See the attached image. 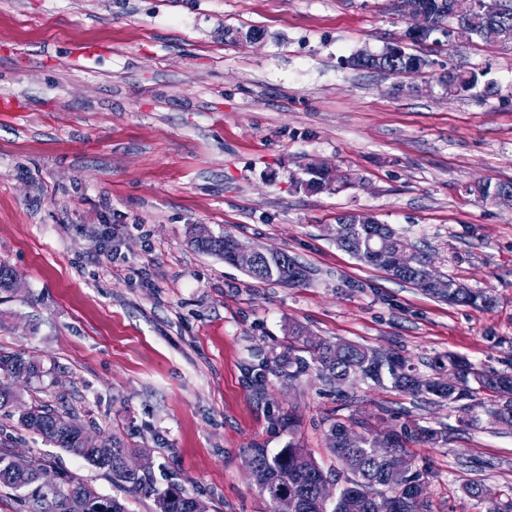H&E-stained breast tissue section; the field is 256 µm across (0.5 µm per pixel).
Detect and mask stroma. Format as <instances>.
<instances>
[{"label": "stroma", "mask_w": 512, "mask_h": 512, "mask_svg": "<svg viewBox=\"0 0 512 512\" xmlns=\"http://www.w3.org/2000/svg\"><path fill=\"white\" fill-rule=\"evenodd\" d=\"M400 0H0V350L44 369L24 386L116 435L209 512H272L252 449L304 448L329 479L339 420L445 438L409 449L431 512L512 499V429L455 405L318 370L290 375L289 330L401 354L425 379L456 354L512 374V209L474 194L512 181V48L456 42L420 75L349 66L400 40ZM254 31L259 42L235 40ZM480 84L445 94L456 67ZM431 85L409 95L400 84ZM319 160L336 190L292 175ZM369 211L488 292L479 309L392 279L340 249L338 215ZM287 251L311 271L260 283L190 243L196 225ZM0 448L56 481H111L0 415Z\"/></svg>", "instance_id": "35a3bbf8"}]
</instances>
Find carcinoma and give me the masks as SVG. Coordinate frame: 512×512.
Returning <instances> with one entry per match:
<instances>
[{"label": "carcinoma", "instance_id": "1", "mask_svg": "<svg viewBox=\"0 0 512 512\" xmlns=\"http://www.w3.org/2000/svg\"><path fill=\"white\" fill-rule=\"evenodd\" d=\"M403 2L408 8H423L430 13L433 31L416 43L431 45L433 53L442 52L443 47L456 40L470 43L477 38L488 42L500 37L503 29H512V8L503 4L497 12L483 9L457 12L452 8V0ZM450 18L457 21V27L448 26ZM350 63L358 68L405 76L421 73L433 67L435 61L427 55L410 53L403 45L390 58L381 52H361L352 57ZM477 83V75L467 72H450L439 78V84L448 94L471 90ZM507 190L512 191V181L494 185L485 182L476 187L481 198L495 202ZM341 218L347 223L341 225V236L336 240L338 247L398 281L413 286L420 281L424 262L430 258L427 250L408 242L390 225L380 223L368 212L347 213ZM191 244L199 252L235 264L233 240L229 233L212 234L206 239L194 236ZM403 247L415 250L416 266L406 272L395 273L391 271L390 256L394 250ZM250 278L258 282H286L290 287H302L309 284L310 271L288 252L272 249L262 260V272H252ZM442 299L452 305L475 308H488L493 303L491 295L482 290L464 288L452 277L448 278V294ZM291 336L302 343L299 350L309 353L322 376L338 386L357 376L377 384L387 379L398 391L425 394L459 404V410L464 413L461 422L468 426L479 421L475 409L482 405L481 395L492 393L498 398V403L489 410V414L494 421L512 427V399H507V395L512 394V375L477 371L466 358L450 355L448 375L435 377L426 383L397 353L383 354L349 342L331 344L315 341L304 336L299 326L292 328ZM40 373V367L24 354L0 351V374L8 379L6 383L0 381V412L8 417H17L21 427L53 447L83 459L107 476L113 486L128 493L153 497L155 512H195L199 499L178 488L160 490L151 471L129 468L126 460L132 456V451L119 437L106 436L102 438V446L85 447L80 440L85 427L78 423L72 412L36 399L25 402L16 385L29 383L40 377ZM443 439L442 432L435 429L407 426L399 431L391 429L385 436L378 434L370 438L356 433L338 420L330 428V449L350 476L335 501H317V485L326 482L327 476L303 448L289 447L272 457L262 448L254 449L251 454L254 482L270 499L279 493L288 495L295 502L296 512H427L425 497L418 495V488L423 486L420 473L411 471L402 484H390L381 456L370 447L373 443L380 447L389 444L405 452L409 441L437 443ZM43 469L42 461L33 459L25 478H17L12 473L10 452L0 449V488L22 492L27 512H128L125 499L101 495L77 479L68 478L54 489L43 488L39 482Z\"/></svg>", "mask_w": 512, "mask_h": 512}]
</instances>
